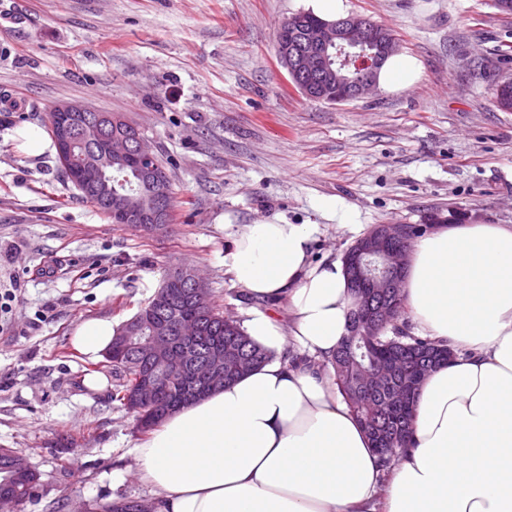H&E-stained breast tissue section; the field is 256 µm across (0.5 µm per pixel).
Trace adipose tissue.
<instances>
[{"label": "adipose tissue", "instance_id": "ef3b65f1", "mask_svg": "<svg viewBox=\"0 0 512 512\" xmlns=\"http://www.w3.org/2000/svg\"><path fill=\"white\" fill-rule=\"evenodd\" d=\"M315 224L243 225L224 254L269 360L169 415L132 452L154 512H512V225L439 227L403 281L419 336L457 357L427 377L408 450L383 467L328 361L351 304L342 261L312 263ZM305 355L291 363L292 353Z\"/></svg>", "mask_w": 512, "mask_h": 512}]
</instances>
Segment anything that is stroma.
Masks as SVG:
<instances>
[{
	"label": "stroma",
	"mask_w": 512,
	"mask_h": 512,
	"mask_svg": "<svg viewBox=\"0 0 512 512\" xmlns=\"http://www.w3.org/2000/svg\"><path fill=\"white\" fill-rule=\"evenodd\" d=\"M394 30L418 78L364 99L306 98L276 34L306 0H0V448L27 459L22 512H109L151 503L133 414L72 345L82 321L120 325L165 272L196 269L225 314L253 300L224 272L233 234L258 221L317 224L314 261L342 258L376 224H512V15L490 0H343ZM124 116L166 162L173 222L155 235L112 223L64 177L53 145L21 150L69 101ZM123 472L113 482V472Z\"/></svg>",
	"instance_id": "1"
}]
</instances>
